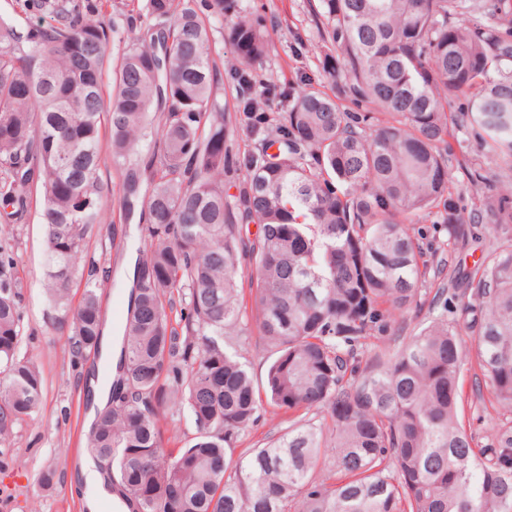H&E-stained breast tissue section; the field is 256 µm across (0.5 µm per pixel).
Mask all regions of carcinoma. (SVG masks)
<instances>
[{
  "mask_svg": "<svg viewBox=\"0 0 512 512\" xmlns=\"http://www.w3.org/2000/svg\"><path fill=\"white\" fill-rule=\"evenodd\" d=\"M38 7L48 19L24 30L0 16V238L39 193L48 300L70 321L71 355L96 351L111 279L85 254L105 223L108 127L122 206L143 201L146 223L118 374L86 450L128 512H512V431L477 452L458 418L472 361L512 411V244L481 258L458 316L445 299L380 369L360 358L422 310L426 252L410 225L431 218L450 245L484 221L512 224V183L468 210L447 151L451 125L477 129L512 171V0H318L316 72L333 97L261 78L267 19L241 0H140L114 62L117 29L81 0ZM241 129L255 140L243 153ZM237 215L259 226L250 245ZM21 322L19 292L0 281L1 447L43 398L41 371L19 354ZM255 329L274 351L262 391L238 349ZM301 410L321 421L235 453L264 415ZM173 412L193 428L176 452L164 440ZM231 55L230 46L224 41L219 34H216V54L215 58L217 61V65L219 67L221 73V82L220 88L221 93L223 94L224 102L227 101L230 104L232 103V99L235 96V87L230 78L228 77L227 71L224 70V61L225 59Z\"/></svg>",
  "mask_w": 512,
  "mask_h": 512,
  "instance_id": "1",
  "label": "carcinoma"
}]
</instances>
